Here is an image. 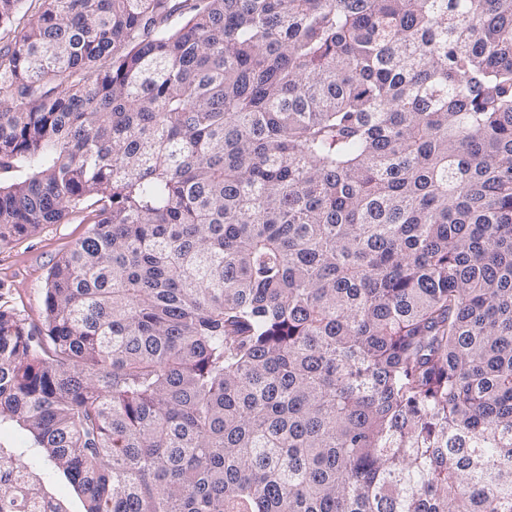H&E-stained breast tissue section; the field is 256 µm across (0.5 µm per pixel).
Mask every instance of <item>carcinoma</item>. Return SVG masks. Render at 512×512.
<instances>
[{
    "label": "carcinoma",
    "mask_w": 512,
    "mask_h": 512,
    "mask_svg": "<svg viewBox=\"0 0 512 512\" xmlns=\"http://www.w3.org/2000/svg\"><path fill=\"white\" fill-rule=\"evenodd\" d=\"M44 4L0 246L92 227L0 425L82 512H512V0Z\"/></svg>",
    "instance_id": "1"
}]
</instances>
